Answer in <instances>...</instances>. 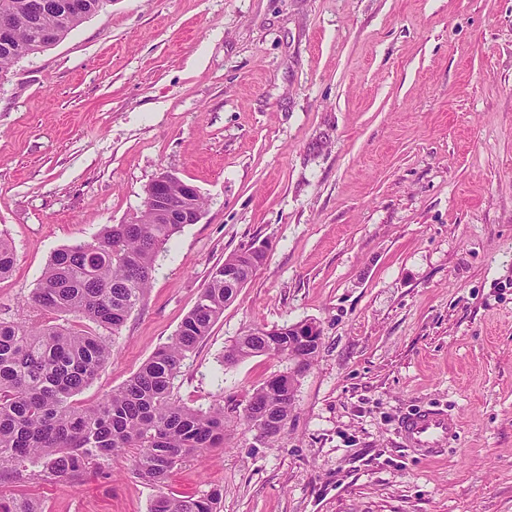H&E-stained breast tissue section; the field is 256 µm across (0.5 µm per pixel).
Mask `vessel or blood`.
<instances>
[{"label":"vessel or blood","instance_id":"b4317fda","mask_svg":"<svg viewBox=\"0 0 512 512\" xmlns=\"http://www.w3.org/2000/svg\"><path fill=\"white\" fill-rule=\"evenodd\" d=\"M460 429L456 417L440 407H427L402 418L398 425L400 443L419 460H432L446 451Z\"/></svg>","mask_w":512,"mask_h":512}]
</instances>
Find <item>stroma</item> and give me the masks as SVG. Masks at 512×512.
I'll return each mask as SVG.
<instances>
[{"mask_svg": "<svg viewBox=\"0 0 512 512\" xmlns=\"http://www.w3.org/2000/svg\"><path fill=\"white\" fill-rule=\"evenodd\" d=\"M171 173L205 206L77 397L94 405L175 335L230 253L264 263L173 394L231 406L287 361L218 359L250 326L316 322L274 447L245 426L169 492L220 512H512V0H107L0 81V321L78 329L28 299L58 249L143 208ZM439 406L434 461L398 423ZM133 454L77 484L0 474L42 512H149ZM460 429L456 417L440 407H427L408 414L398 425L400 443L419 460H432L446 451Z\"/></svg>", "mask_w": 512, "mask_h": 512, "instance_id": "obj_1", "label": "stroma"}]
</instances>
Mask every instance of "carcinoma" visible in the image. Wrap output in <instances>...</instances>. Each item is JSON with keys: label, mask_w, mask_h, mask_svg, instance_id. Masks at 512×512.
Segmentation results:
<instances>
[{"label": "carcinoma", "mask_w": 512, "mask_h": 512, "mask_svg": "<svg viewBox=\"0 0 512 512\" xmlns=\"http://www.w3.org/2000/svg\"><path fill=\"white\" fill-rule=\"evenodd\" d=\"M68 0L53 9L34 12L29 0H0V13L10 16L11 31L0 36V79L22 57L48 47L44 34L63 40L107 0H84L80 12L66 11ZM181 224H160L146 206L132 224H114L94 241L63 247L51 256L31 298L44 311L78 315L96 326L118 332L151 285L158 254ZM247 250L224 259L211 273L195 305L176 334L129 380L93 406L75 402L110 360V339L94 331L35 321H0V471L17 475L27 466L50 481L78 483L101 462L135 452L134 473L158 487L149 512H219L222 493L200 496L165 492L168 475L194 454L224 447L231 423L253 428L275 421L268 434L271 447L288 421L294 401L288 397V376L263 382L246 404L227 409L215 400L195 409L173 397L172 388L183 360L209 335L237 290L224 281V266L243 261ZM12 244L0 233V278L15 265ZM320 343L285 332L283 336H239L223 358L243 361L265 354L290 353L311 364ZM0 512H40L32 499H0Z\"/></svg>", "instance_id": "obj_1"}]
</instances>
